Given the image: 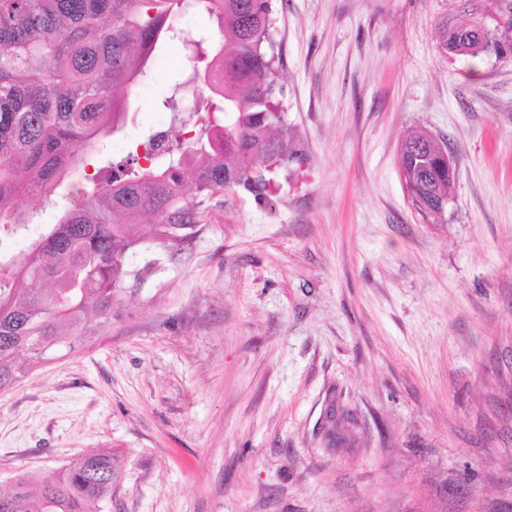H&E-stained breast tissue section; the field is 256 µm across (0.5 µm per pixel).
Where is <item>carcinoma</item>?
Instances as JSON below:
<instances>
[{"mask_svg":"<svg viewBox=\"0 0 512 512\" xmlns=\"http://www.w3.org/2000/svg\"><path fill=\"white\" fill-rule=\"evenodd\" d=\"M215 18L205 69L210 95L200 96L195 128L169 138L155 163L156 137L141 144L108 177L61 208L57 223L14 253H0V389L20 382L66 341L70 354L112 333L121 294L134 276L142 241L135 229L152 218L149 243L167 259L197 233L202 208L225 188L259 201L276 163L295 155L273 135L284 119L270 54L271 0H198ZM181 0H0V234L28 230L35 206L56 203L79 168L94 165L102 140L127 121L130 91L170 39ZM444 21L441 52L473 63L512 49L470 10ZM400 170L415 209L441 218L453 198L448 151L426 132L400 144ZM193 193L185 196L186 180ZM29 288H24V285ZM112 452L93 449L47 477L28 473L0 492V512H93L112 496Z\"/></svg>","mask_w":512,"mask_h":512,"instance_id":"cac0c4a2","label":"carcinoma"}]
</instances>
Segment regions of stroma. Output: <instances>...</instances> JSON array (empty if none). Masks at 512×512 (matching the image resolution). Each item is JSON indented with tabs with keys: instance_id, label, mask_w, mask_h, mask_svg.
Here are the masks:
<instances>
[{
	"instance_id": "stroma-1",
	"label": "stroma",
	"mask_w": 512,
	"mask_h": 512,
	"mask_svg": "<svg viewBox=\"0 0 512 512\" xmlns=\"http://www.w3.org/2000/svg\"><path fill=\"white\" fill-rule=\"evenodd\" d=\"M461 3L273 0L299 160L272 204L216 193L110 335L0 390L1 490L101 448V512H512V53L449 63ZM196 92L173 40L106 156ZM413 130L456 169L436 222ZM444 149L426 132L409 133L400 144V170L415 209L426 218H442L455 190V175Z\"/></svg>"
}]
</instances>
